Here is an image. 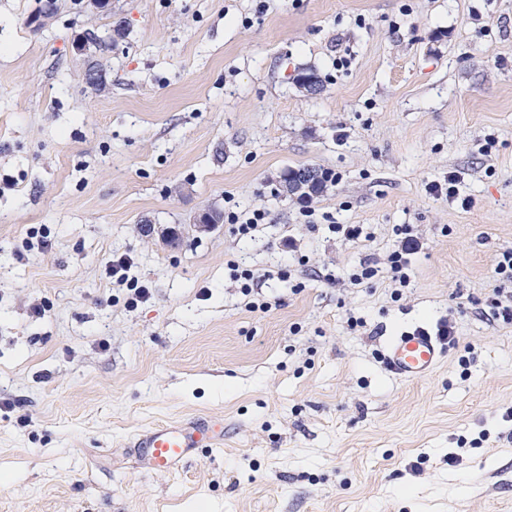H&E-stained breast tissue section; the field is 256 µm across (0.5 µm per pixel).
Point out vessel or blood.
I'll return each mask as SVG.
<instances>
[{"label":"vessel or blood","mask_w":512,"mask_h":512,"mask_svg":"<svg viewBox=\"0 0 512 512\" xmlns=\"http://www.w3.org/2000/svg\"><path fill=\"white\" fill-rule=\"evenodd\" d=\"M445 353L439 337L421 325H413L390 337L386 345L388 368L407 381L428 377ZM224 422L215 418H193L166 422L139 434L130 445L136 463L150 473L170 472L199 449L220 444Z\"/></svg>","instance_id":"vessel-or-blood-1"}]
</instances>
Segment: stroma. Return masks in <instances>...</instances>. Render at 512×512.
Returning a JSON list of instances; mask_svg holds the SVG:
<instances>
[{"mask_svg":"<svg viewBox=\"0 0 512 512\" xmlns=\"http://www.w3.org/2000/svg\"><path fill=\"white\" fill-rule=\"evenodd\" d=\"M45 2L0 0V512H512V324L487 306L512 249V0ZM119 21L112 52L77 51ZM301 165L341 175L310 225L279 192ZM452 173L470 207L429 195ZM205 207L268 218L199 234ZM397 224L425 242L400 301L383 270L324 281L382 263ZM116 252L147 301L106 275ZM448 317L436 370L396 377L386 340ZM206 416L222 446L136 466L140 431ZM235 211H229L227 214V221L229 224H237L235 228L239 235L247 236L256 231L259 224H265L266 213L262 210H254L251 215L244 218Z\"/></svg>","mask_w":512,"mask_h":512,"instance_id":"stroma-1","label":"stroma"}]
</instances>
